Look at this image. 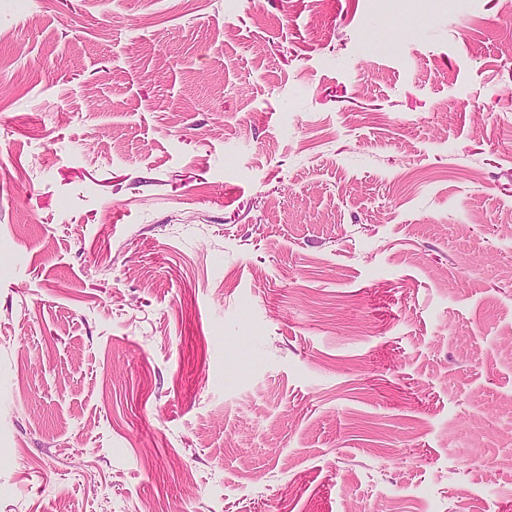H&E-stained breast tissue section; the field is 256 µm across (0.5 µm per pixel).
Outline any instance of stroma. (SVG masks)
<instances>
[{"instance_id":"1","label":"stroma","mask_w":512,"mask_h":512,"mask_svg":"<svg viewBox=\"0 0 512 512\" xmlns=\"http://www.w3.org/2000/svg\"><path fill=\"white\" fill-rule=\"evenodd\" d=\"M512 512V0H0V512Z\"/></svg>"}]
</instances>
